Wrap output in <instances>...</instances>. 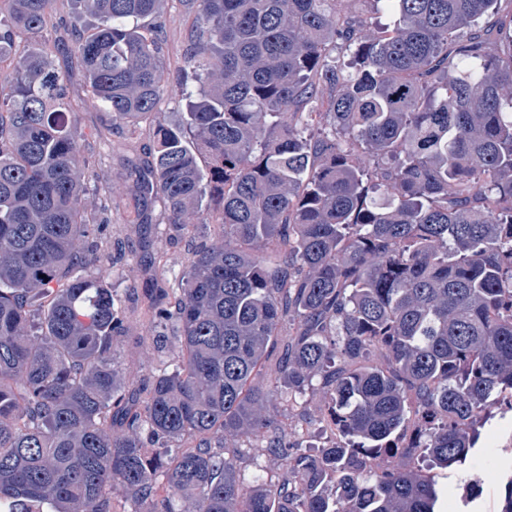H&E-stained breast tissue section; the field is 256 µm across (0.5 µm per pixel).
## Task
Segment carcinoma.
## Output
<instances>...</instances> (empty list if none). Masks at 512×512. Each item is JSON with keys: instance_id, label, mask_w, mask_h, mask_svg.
<instances>
[{"instance_id": "1", "label": "carcinoma", "mask_w": 512, "mask_h": 512, "mask_svg": "<svg viewBox=\"0 0 512 512\" xmlns=\"http://www.w3.org/2000/svg\"><path fill=\"white\" fill-rule=\"evenodd\" d=\"M392 5L366 32L358 3ZM94 104L156 121L170 224L218 210L152 304L180 353L140 387L112 359L120 300L86 268L78 121L43 43L53 0H0V512H438L416 464L466 465L512 411V15L498 0H181L198 84L169 88L165 0H76ZM28 36L13 68L15 38ZM318 382L324 448L303 449L256 381ZM257 436L281 478L239 484Z\"/></svg>"}]
</instances>
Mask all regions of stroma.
<instances>
[{"label":"stroma","mask_w":512,"mask_h":512,"mask_svg":"<svg viewBox=\"0 0 512 512\" xmlns=\"http://www.w3.org/2000/svg\"><path fill=\"white\" fill-rule=\"evenodd\" d=\"M163 18L164 63L173 79L186 68L184 53L194 16L181 0H166ZM87 25V20L78 18L73 0H54L43 34L79 116L81 156L96 174L86 188L87 211L96 213L104 201L112 210V224L100 244L109 256L101 272L122 299L128 318L127 332L112 353L124 376L141 384L169 364L178 351L172 338L157 345L158 331L144 315L147 299L179 280L202 237L196 229L165 223L161 202L144 200L137 193L136 181L148 175L155 125L146 119L116 128L110 115L94 106L76 56L58 43L64 31ZM145 238L153 242L156 266L145 265L142 259L141 241ZM510 442L512 412L495 413L481 428L470 463L444 470L441 482L446 492L440 500L441 512H499L506 481L512 477V454L502 451Z\"/></svg>","instance_id":"1"}]
</instances>
